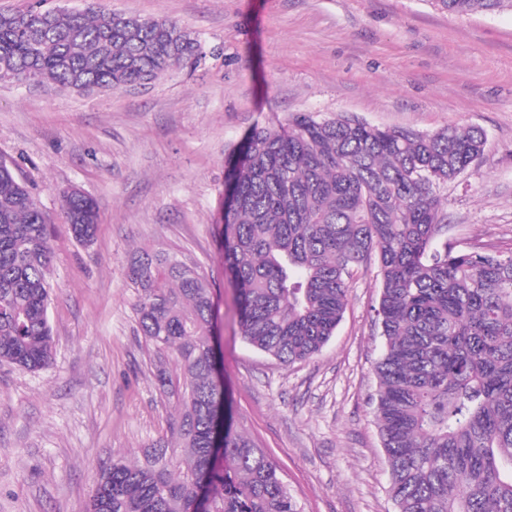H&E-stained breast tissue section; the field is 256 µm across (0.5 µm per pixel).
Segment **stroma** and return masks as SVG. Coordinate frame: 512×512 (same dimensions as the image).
Instances as JSON below:
<instances>
[{"label": "stroma", "mask_w": 512, "mask_h": 512, "mask_svg": "<svg viewBox=\"0 0 512 512\" xmlns=\"http://www.w3.org/2000/svg\"><path fill=\"white\" fill-rule=\"evenodd\" d=\"M39 3L174 20L205 56L114 91L0 82V159L57 227L54 360L35 374L0 366V512H85L100 466L166 433L175 402L157 389L125 274L142 248L176 249L216 281L235 425L300 512H396L370 405L380 281L371 271L352 283L312 360L285 365L250 346L219 252L224 160L254 124L295 112L476 127L487 143L448 184V239L511 248L512 11L457 17L431 0H0V11ZM71 186L99 206L87 248L65 226Z\"/></svg>", "instance_id": "obj_1"}]
</instances>
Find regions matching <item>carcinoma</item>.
I'll list each match as a JSON object with an SVG mask.
<instances>
[{
	"label": "carcinoma",
	"instance_id": "cac0c4a2",
	"mask_svg": "<svg viewBox=\"0 0 512 512\" xmlns=\"http://www.w3.org/2000/svg\"><path fill=\"white\" fill-rule=\"evenodd\" d=\"M453 15L512 0H431ZM204 56L175 21L123 12H0V80L110 91ZM486 145L474 127L422 133L354 116L254 125L226 158L220 248L244 339L283 364L316 356L358 274L376 268L383 347L376 423L396 512H512V250L448 243L443 196ZM73 237L94 242L95 201L63 191ZM53 226L0 160V365L54 359ZM127 278L135 322L179 415L136 462L96 472L87 512H299L276 464L225 409L216 283L168 250Z\"/></svg>",
	"mask_w": 512,
	"mask_h": 512
}]
</instances>
